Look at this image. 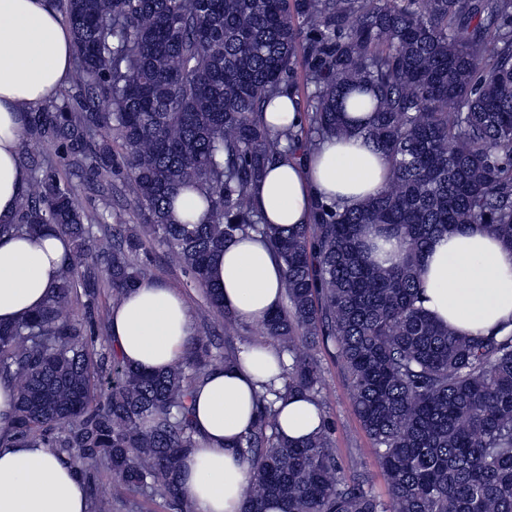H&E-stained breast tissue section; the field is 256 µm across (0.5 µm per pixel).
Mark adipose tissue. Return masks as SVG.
<instances>
[{
	"instance_id": "ef3b65f1",
	"label": "adipose tissue",
	"mask_w": 512,
	"mask_h": 512,
	"mask_svg": "<svg viewBox=\"0 0 512 512\" xmlns=\"http://www.w3.org/2000/svg\"><path fill=\"white\" fill-rule=\"evenodd\" d=\"M72 33L51 0H0V224L16 221L28 186L19 160L28 115L67 82ZM390 176L387 157L360 136L331 138L299 162L270 167L252 188L264 223L286 229L308 223L313 200L343 209L376 195ZM70 249L58 234L0 235V323L35 312L50 298ZM215 282L224 305L248 323L263 322L283 299L284 265L259 234L237 236L218 256ZM420 299L430 316L467 336L512 332V249L482 224H467L431 242ZM194 324L181 294L144 279L114 304L110 339L131 368L154 372L182 354ZM279 374L267 346L217 368L194 393L198 446L184 457L179 481L195 512H241L253 475L236 441L254 424V393ZM15 385L0 379V512H90L86 483L73 462L51 449L14 442ZM283 438L304 440L324 415L307 396L278 402Z\"/></svg>"
}]
</instances>
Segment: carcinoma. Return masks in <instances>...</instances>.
<instances>
[{
  "label": "carcinoma",
  "mask_w": 512,
  "mask_h": 512,
  "mask_svg": "<svg viewBox=\"0 0 512 512\" xmlns=\"http://www.w3.org/2000/svg\"><path fill=\"white\" fill-rule=\"evenodd\" d=\"M51 2L73 32L76 76L29 113L20 155L39 191H25L0 232L52 231L71 248L47 303L0 324L16 443L101 461L114 495L149 491L194 512L176 479L197 446L192 394L245 352L203 331L172 366L144 373L92 335L99 277L116 303L150 270L137 231L86 210L44 170L33 147L52 143L92 178L123 177L157 242L203 289L202 325L212 311L224 313L225 335L237 325L213 283L227 243L262 234L283 262L285 304L262 322L283 384L262 387L257 420L235 443L254 462L243 512H512V333L459 335L419 296L435 235L484 224L512 249V0ZM300 57L313 87L307 132L272 135L264 104L296 92ZM352 94L369 96L374 119L359 134L388 158L384 189L354 209L317 201L293 230L262 224L250 186L265 167L354 133L341 116ZM101 99L112 111H97ZM187 189L202 192L207 218L175 224L169 210ZM371 230L403 238L397 262L371 258ZM322 347L349 376L385 500L360 475H340L329 425L296 443L279 434L277 400L320 395Z\"/></svg>",
  "instance_id": "obj_1"
}]
</instances>
